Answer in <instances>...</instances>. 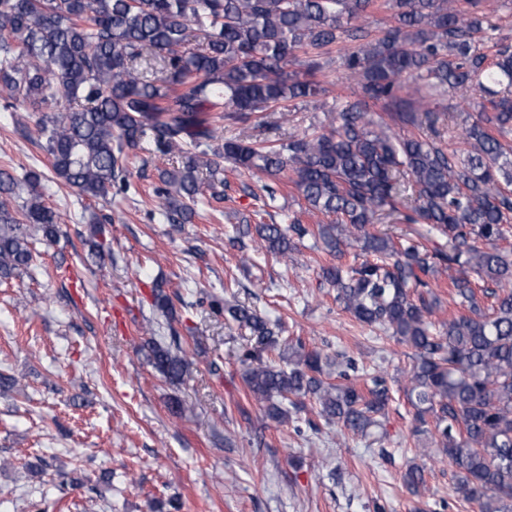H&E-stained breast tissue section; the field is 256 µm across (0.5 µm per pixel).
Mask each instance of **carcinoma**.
Segmentation results:
<instances>
[{"label": "carcinoma", "mask_w": 512, "mask_h": 512, "mask_svg": "<svg viewBox=\"0 0 512 512\" xmlns=\"http://www.w3.org/2000/svg\"><path fill=\"white\" fill-rule=\"evenodd\" d=\"M374 0H0V100L5 108L44 113L41 133L59 184L105 199L130 190L136 151L176 160L154 190L168 224H189L205 191L225 193V169L257 171L276 200L281 175L305 209L332 218L308 231L244 224L230 239L249 260L248 243L283 264L312 234L336 262L322 284L357 323L378 327L411 350L403 393L414 410L419 454L437 447L452 467L457 499L472 512H512V45L481 51L483 0H387L393 23H361ZM359 93L331 109L313 134L277 140L226 139L224 123L258 114L288 120L292 104L317 102L319 79L336 46ZM481 93L477 117L459 131L467 154L450 146V92ZM380 103L391 124H375ZM68 111H59V106ZM45 176L18 179L0 169V277L28 270L30 230L52 243L60 215L47 202ZM27 198L19 208L13 202ZM384 216L414 224L417 238L377 233ZM108 216L91 221L99 261ZM437 236L448 248L430 249ZM250 242H245V239ZM361 262L348 265L349 254ZM449 278L455 312L430 321L440 301L432 281ZM166 281L153 285V306L172 319ZM211 312L249 331L239 356L248 395L279 425L309 398L328 427L367 436L393 402L380 375L332 359L302 341L281 364L265 353L281 327L236 300ZM147 362L171 383L191 362L180 337L144 345ZM430 437V443L421 437ZM414 495L426 491L423 470L403 474Z\"/></svg>", "instance_id": "carcinoma-1"}]
</instances>
